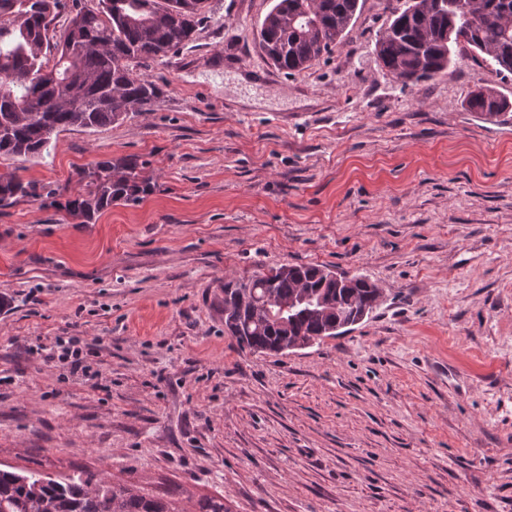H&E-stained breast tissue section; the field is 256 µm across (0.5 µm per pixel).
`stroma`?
Listing matches in <instances>:
<instances>
[{"mask_svg":"<svg viewBox=\"0 0 512 512\" xmlns=\"http://www.w3.org/2000/svg\"><path fill=\"white\" fill-rule=\"evenodd\" d=\"M404 0H359L301 71L255 39L275 0H207L151 64L147 112L53 137L0 174V468L77 474L229 512H512V120L467 106L475 52L405 86L375 43ZM131 160L152 193L89 224L78 173ZM283 264L364 276L380 305L282 355L224 330V283ZM81 336L85 379L31 344ZM57 188L25 181L16 174L0 175V205H7L24 198H54Z\"/></svg>","mask_w":512,"mask_h":512,"instance_id":"35a3bbf8","label":"stroma"}]
</instances>
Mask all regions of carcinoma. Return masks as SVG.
<instances>
[{"mask_svg":"<svg viewBox=\"0 0 512 512\" xmlns=\"http://www.w3.org/2000/svg\"><path fill=\"white\" fill-rule=\"evenodd\" d=\"M206 0H0V154L40 156L52 137L124 121L161 97L141 73L150 62L194 40ZM359 0H277L257 30L260 49L275 67L300 71L341 43ZM68 16L59 31L57 22ZM466 32L464 45L484 55L503 75L512 74V0H476L471 11L454 0H406L375 44L385 74L403 85L444 74ZM471 110L498 117L509 107L493 87L471 92ZM88 191L68 201L69 214L88 224L117 201L136 202L151 192L137 164L106 161L79 172ZM58 189L0 175V205L24 198H53ZM326 267H271L248 279L224 283L225 329L242 349L279 354L300 337L320 340L354 326L374 310L381 291L361 276L326 278ZM302 291L331 300L317 312L304 304L280 322L265 308L266 295L290 298ZM0 512H176L160 497L83 476L60 481L38 472L0 469Z\"/></svg>","mask_w":512,"mask_h":512,"instance_id":"obj_1","label":"carcinoma"}]
</instances>
